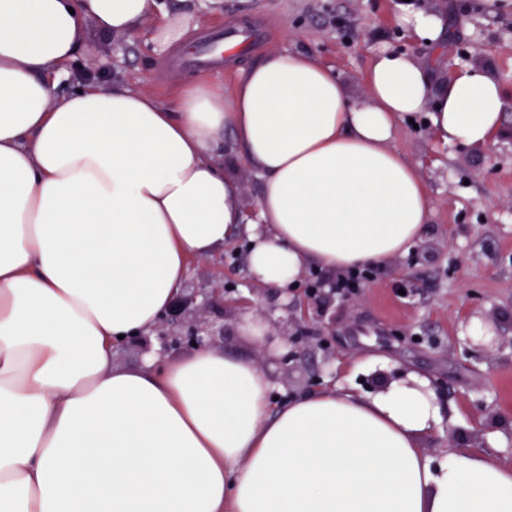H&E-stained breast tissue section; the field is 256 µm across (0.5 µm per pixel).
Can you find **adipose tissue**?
Segmentation results:
<instances>
[{
	"instance_id": "obj_1",
	"label": "adipose tissue",
	"mask_w": 512,
	"mask_h": 512,
	"mask_svg": "<svg viewBox=\"0 0 512 512\" xmlns=\"http://www.w3.org/2000/svg\"><path fill=\"white\" fill-rule=\"evenodd\" d=\"M161 0H0V512H512V466L421 436L445 411L416 373L276 406L264 368L207 346L112 364L151 334L193 260L248 236L250 277L344 273L408 253L433 202L391 145L427 112L444 143L487 148L507 108L470 66L437 78L376 53L366 106L306 53H269L167 101L69 76L88 29L135 32ZM400 19L439 50L441 17ZM231 130L261 179L256 218L218 150Z\"/></svg>"
}]
</instances>
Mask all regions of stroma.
Here are the masks:
<instances>
[{"instance_id":"obj_1","label":"stroma","mask_w":512,"mask_h":512,"mask_svg":"<svg viewBox=\"0 0 512 512\" xmlns=\"http://www.w3.org/2000/svg\"><path fill=\"white\" fill-rule=\"evenodd\" d=\"M400 0H189L193 38L176 57L155 56L149 44L159 18L131 34L88 33L72 71L109 75L131 90L172 97L182 78L211 76L232 94L237 72L194 63L224 31L247 30L254 41L239 55L247 62L263 52L302 51L332 67L353 104L367 101L365 74L375 52L388 47L428 63L426 45L408 41L399 18ZM419 8L444 14L443 73L465 66L486 68L499 81L509 106L489 149L442 144L428 113L401 121L393 147L414 165L434 202L425 237L407 254L376 266L372 277L345 298L321 303L306 288L302 268L287 297L248 275L240 248L192 261L184 294L203 284L225 285L223 301L202 309L211 346L268 368L275 391L298 397L318 385L346 381L363 395L376 393L384 371L427 378L453 423L443 436L423 437L421 450L440 459L455 448L490 451L512 466V0H419ZM224 167L246 213H255L261 181L241 155L232 132L224 134ZM255 310L279 341L259 348L239 329ZM307 345L294 351V336ZM369 356L388 359L387 370L347 376L345 364Z\"/></svg>"}]
</instances>
